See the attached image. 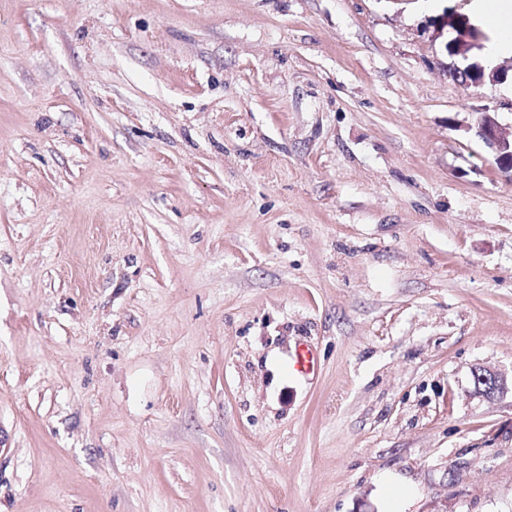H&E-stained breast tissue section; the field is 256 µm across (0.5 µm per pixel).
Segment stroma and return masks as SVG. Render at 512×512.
Masks as SVG:
<instances>
[{"mask_svg": "<svg viewBox=\"0 0 512 512\" xmlns=\"http://www.w3.org/2000/svg\"><path fill=\"white\" fill-rule=\"evenodd\" d=\"M466 2L0 0V512H512ZM464 16L458 13L448 14V11L432 20L433 26L442 31L445 28H451L455 31L456 36L445 45L451 56H459L463 60L468 59V53L478 45L479 36L472 34L470 23L462 24Z\"/></svg>", "mask_w": 512, "mask_h": 512, "instance_id": "obj_1", "label": "stroma"}]
</instances>
